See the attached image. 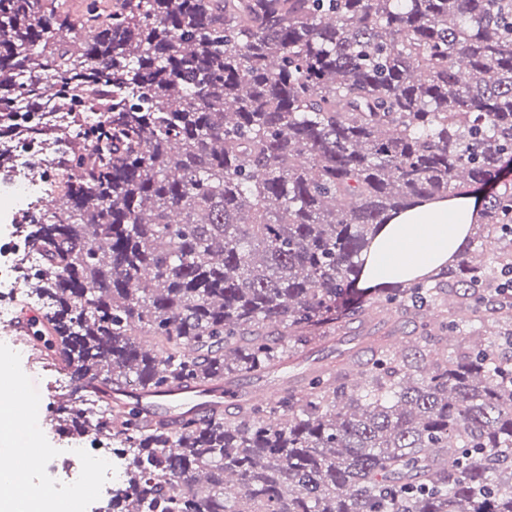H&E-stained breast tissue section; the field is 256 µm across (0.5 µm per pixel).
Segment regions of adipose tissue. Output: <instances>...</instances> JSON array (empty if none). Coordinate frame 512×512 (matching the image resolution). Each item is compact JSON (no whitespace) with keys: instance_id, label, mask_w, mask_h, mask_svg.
Instances as JSON below:
<instances>
[{"instance_id":"1","label":"adipose tissue","mask_w":512,"mask_h":512,"mask_svg":"<svg viewBox=\"0 0 512 512\" xmlns=\"http://www.w3.org/2000/svg\"><path fill=\"white\" fill-rule=\"evenodd\" d=\"M475 216L474 198L459 196L431 200L392 217L366 257L361 282L375 286L422 277L458 252Z\"/></svg>"}]
</instances>
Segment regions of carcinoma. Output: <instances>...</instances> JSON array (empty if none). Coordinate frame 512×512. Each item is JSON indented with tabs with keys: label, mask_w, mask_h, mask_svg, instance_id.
Returning <instances> with one entry per match:
<instances>
[{
	"label": "carcinoma",
	"mask_w": 512,
	"mask_h": 512,
	"mask_svg": "<svg viewBox=\"0 0 512 512\" xmlns=\"http://www.w3.org/2000/svg\"><path fill=\"white\" fill-rule=\"evenodd\" d=\"M66 136L23 215L30 356L84 382L58 430L126 455L111 508L512 512V0H0V169ZM482 190L455 259L356 287L388 219ZM463 310L492 332L462 353ZM311 345L336 351L276 399L175 427L107 398Z\"/></svg>",
	"instance_id": "cac0c4a2"
}]
</instances>
